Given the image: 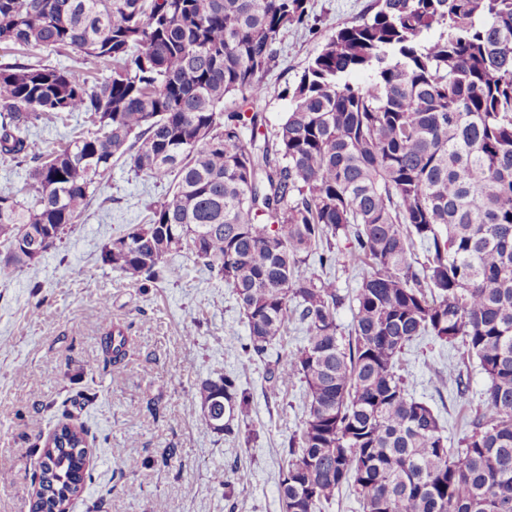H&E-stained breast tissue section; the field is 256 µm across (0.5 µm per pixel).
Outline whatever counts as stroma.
Returning <instances> with one entry per match:
<instances>
[{
	"label": "stroma",
	"mask_w": 512,
	"mask_h": 512,
	"mask_svg": "<svg viewBox=\"0 0 512 512\" xmlns=\"http://www.w3.org/2000/svg\"><path fill=\"white\" fill-rule=\"evenodd\" d=\"M371 0H310L307 27L290 29L249 102L234 97L225 110L262 113L265 133L286 115L291 91L336 28L358 20ZM48 65L77 78H104L93 59L74 49L27 52L0 44V65ZM167 182L134 175L117 160L92 206L35 265L0 278V512H30L39 450L77 392L94 393L75 422L89 431L92 479L69 512H281L278 471L283 448L304 415L303 386L270 388L262 361L246 362V327L230 288L178 254L180 279L140 284L104 263L102 248L140 223ZM121 328L133 348L123 363L105 365L107 326ZM457 363L468 384L439 383ZM217 372H233L251 402L245 436L227 438L196 419V387ZM412 397L439 416L456 448L482 408L487 378L459 348L425 337L401 357ZM134 471L121 473L126 461ZM251 473L245 490L229 491L232 469ZM138 495L125 491L127 483Z\"/></svg>",
	"instance_id": "35a3bbf8"
}]
</instances>
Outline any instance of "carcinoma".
I'll return each mask as SVG.
<instances>
[{
	"instance_id": "obj_1",
	"label": "carcinoma",
	"mask_w": 512,
	"mask_h": 512,
	"mask_svg": "<svg viewBox=\"0 0 512 512\" xmlns=\"http://www.w3.org/2000/svg\"><path fill=\"white\" fill-rule=\"evenodd\" d=\"M308 18L309 0H0V43L112 66L91 83L0 65V159L31 163L33 181L29 199L0 194V274L62 241L122 158L170 187L103 261L156 283L190 254L232 289L247 361L265 362L273 389L304 387L284 512H321L344 487L364 512H512V0H375L304 68L272 135L259 113L224 111L264 92L276 44ZM358 71L369 80L352 83ZM75 112L96 130L32 145L39 123ZM339 238L366 269L350 296L328 275ZM290 321L303 345L272 352ZM424 336L462 343L487 377L485 413L455 453L397 371ZM129 348L109 330L105 362ZM197 399L206 429L241 434L250 400L236 374L202 380ZM87 435L62 423L46 437L31 512L91 479Z\"/></svg>"
}]
</instances>
